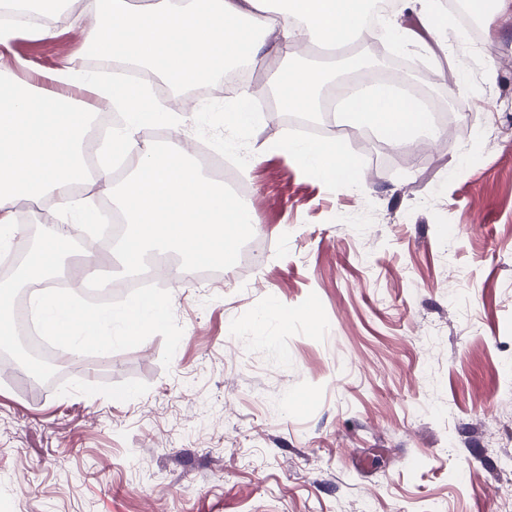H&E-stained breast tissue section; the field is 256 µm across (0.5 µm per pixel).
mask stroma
<instances>
[{"label":"stroma","instance_id":"obj_1","mask_svg":"<svg viewBox=\"0 0 512 512\" xmlns=\"http://www.w3.org/2000/svg\"><path fill=\"white\" fill-rule=\"evenodd\" d=\"M413 35L383 55L455 69L463 109L441 145L399 147L361 127L338 136L261 112L242 136L188 117L234 160L256 220L235 240L254 262L218 279L164 281L167 311L111 352L77 353L51 382L0 369V512H507L512 507V15L445 50ZM87 19L54 38L18 27L0 71L32 84L86 61ZM170 111L224 109L223 84L181 90ZM341 140L356 190L306 170L285 140Z\"/></svg>","mask_w":512,"mask_h":512}]
</instances>
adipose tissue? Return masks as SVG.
I'll return each mask as SVG.
<instances>
[{"instance_id":"ef3b65f1","label":"adipose tissue","mask_w":512,"mask_h":512,"mask_svg":"<svg viewBox=\"0 0 512 512\" xmlns=\"http://www.w3.org/2000/svg\"><path fill=\"white\" fill-rule=\"evenodd\" d=\"M274 14L261 0H154L139 11L128 0H81L92 23L85 30L86 50L119 60L111 78L87 72L74 59L43 74L40 84L0 76V249L18 230L20 202L55 195L64 230L49 233L20 270L26 283L41 284L37 294L46 331L81 346H111L104 325L117 323L126 338H136L160 322L164 309L151 290L120 311H91L61 297L51 286L68 248V226L96 220L93 199L117 198L129 231L120 252L125 267L140 272L146 254L181 251L184 262L173 273L185 281L199 261L224 259L235 234L245 229L248 208L225 193L223 182L204 173L181 148L183 116L168 112L145 85L130 82L127 69L161 75L173 88L209 82L230 66L275 54L265 75L282 109L315 110L327 82L323 69L297 66L295 43L308 40L330 47L350 45L374 34L367 23L368 0H278ZM276 44H269V37ZM82 91L119 108L121 126L101 145L98 166L87 173L81 147L91 124L90 108L75 98ZM345 106L355 123L381 131L395 144L414 133L436 138L430 113L391 87L349 97ZM169 130V145L157 148L147 136L157 124ZM291 153L307 170L354 186L353 161L337 142L292 143ZM121 155L126 176L114 183L109 154ZM90 184L91 193H67L70 183Z\"/></svg>"}]
</instances>
